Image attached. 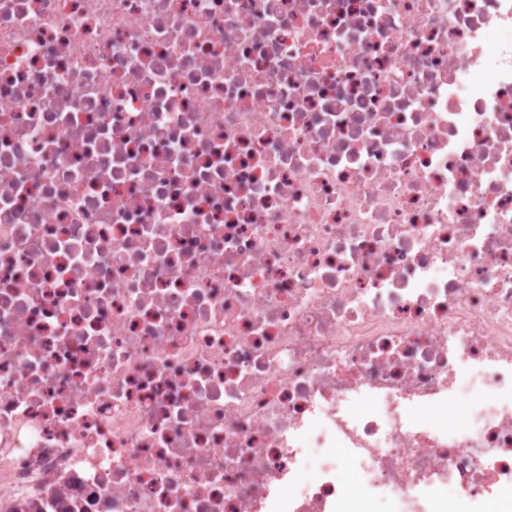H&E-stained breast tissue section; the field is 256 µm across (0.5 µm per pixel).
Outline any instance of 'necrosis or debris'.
Masks as SVG:
<instances>
[{
	"label": "necrosis or debris",
	"mask_w": 512,
	"mask_h": 512,
	"mask_svg": "<svg viewBox=\"0 0 512 512\" xmlns=\"http://www.w3.org/2000/svg\"><path fill=\"white\" fill-rule=\"evenodd\" d=\"M509 30L0 0V512H512Z\"/></svg>",
	"instance_id": "obj_1"
}]
</instances>
